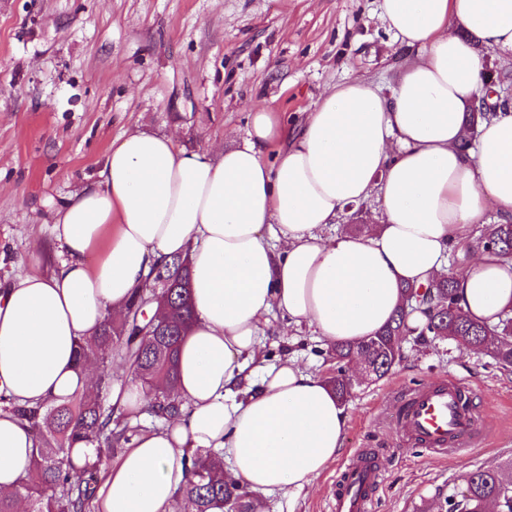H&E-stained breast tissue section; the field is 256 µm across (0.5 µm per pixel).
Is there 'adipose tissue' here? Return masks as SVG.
Listing matches in <instances>:
<instances>
[{"mask_svg": "<svg viewBox=\"0 0 512 512\" xmlns=\"http://www.w3.org/2000/svg\"><path fill=\"white\" fill-rule=\"evenodd\" d=\"M381 12L421 53L390 95L352 78L297 133L259 107L234 146L201 153L131 128L96 182L56 211L51 273L0 282V393L46 403L90 390L79 345L105 315H123L154 266L190 259L195 319L178 351L181 412L110 466L101 512H173L190 448L219 450L226 478L263 494L302 492L337 461L349 415L295 357L267 363L261 332L272 311L355 345L389 322L404 286L447 274L471 320L496 323L512 305V266L459 249L488 209L512 221V104L461 147L464 118L490 87L474 44L512 61V0H381ZM374 196L381 223L321 236ZM33 448L28 424L0 407L1 493L15 490Z\"/></svg>", "mask_w": 512, "mask_h": 512, "instance_id": "ef3b65f1", "label": "adipose tissue"}]
</instances>
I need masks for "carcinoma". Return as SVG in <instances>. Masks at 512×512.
I'll return each mask as SVG.
<instances>
[{
	"label": "carcinoma",
	"mask_w": 512,
	"mask_h": 512,
	"mask_svg": "<svg viewBox=\"0 0 512 512\" xmlns=\"http://www.w3.org/2000/svg\"><path fill=\"white\" fill-rule=\"evenodd\" d=\"M509 102L497 96L493 104L483 98L465 118L462 147L472 145L479 120ZM479 242L504 262L512 261V222L487 224ZM155 277H146L126 305L120 319L107 314L96 337L79 346L76 362L98 370L97 391L92 396L78 392L52 404L29 406L12 403L15 416L28 423L34 437L33 463L21 480L16 495L28 502V512H93L101 468H78L72 450L79 443L95 444L99 453L115 456L125 450L141 429L138 423L115 411L108 395L117 376L113 361L132 364L143 379L159 380L148 396V417L164 423L179 413L171 399L177 384V354L180 341L193 321L189 299L188 259L180 256L156 266ZM407 307L418 310L421 321L409 323L402 310L383 329L359 345L336 344L331 357L336 369L327 376L336 397L347 401L352 380L344 364L356 354L381 378L400 360L407 337L415 341L450 339L466 348H481L503 369L512 368V314L506 312L495 325L468 320L458 308L452 277L428 287L404 289ZM187 480L177 498L190 501L195 512H257V496L243 485L224 480V462L214 452L195 449L185 464ZM512 512V478L501 471L477 468L464 476V488L445 499V512Z\"/></svg>",
	"instance_id": "obj_1"
}]
</instances>
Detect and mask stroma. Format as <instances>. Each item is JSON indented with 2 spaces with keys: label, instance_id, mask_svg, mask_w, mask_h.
Returning a JSON list of instances; mask_svg holds the SVG:
<instances>
[{
  "label": "stroma",
  "instance_id": "obj_1",
  "mask_svg": "<svg viewBox=\"0 0 512 512\" xmlns=\"http://www.w3.org/2000/svg\"><path fill=\"white\" fill-rule=\"evenodd\" d=\"M415 58L388 31L380 0H0V282L51 271L54 209L93 184L127 129L205 150L244 136L254 108L298 117L351 77L390 94ZM272 325L266 358L332 372L324 339ZM448 378L472 387L486 433L462 455L433 458L389 414L399 388ZM346 406L345 452L367 449L382 465L373 512H438L468 471L512 462V369L452 341H406L402 362L358 379ZM341 467L298 496H262L263 512H330Z\"/></svg>",
  "mask_w": 512,
  "mask_h": 512
}]
</instances>
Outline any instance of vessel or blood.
I'll return each mask as SVG.
<instances>
[{"label": "vessel or blood", "instance_id": "vessel-or-blood-1", "mask_svg": "<svg viewBox=\"0 0 512 512\" xmlns=\"http://www.w3.org/2000/svg\"><path fill=\"white\" fill-rule=\"evenodd\" d=\"M392 417L406 441L435 456H458L484 436L473 392L462 381L419 383L402 390ZM381 468L372 453L356 449L336 479L331 512H368Z\"/></svg>", "mask_w": 512, "mask_h": 512}]
</instances>
